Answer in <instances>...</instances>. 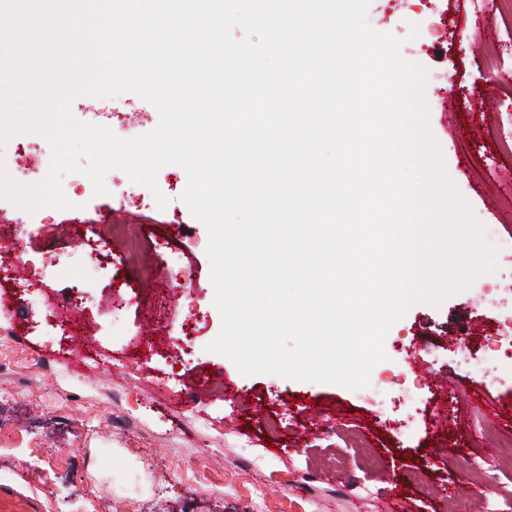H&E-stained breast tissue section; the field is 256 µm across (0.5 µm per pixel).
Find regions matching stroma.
Here are the masks:
<instances>
[{"mask_svg": "<svg viewBox=\"0 0 512 512\" xmlns=\"http://www.w3.org/2000/svg\"><path fill=\"white\" fill-rule=\"evenodd\" d=\"M367 22L402 38L427 71L429 127L446 172L497 249L496 267L440 305L417 303L384 341L368 387L242 375L209 352L221 316L206 254L208 232L182 201L185 170L167 165L158 208L145 186L113 170L123 195H94L69 174L72 206L43 207L0 226L33 280L28 300L0 288V484H22L45 512H512V359L492 372L460 359L461 342L486 350L512 322V10L502 0H370ZM417 37H410L411 27ZM121 108L130 137L153 130L156 108L133 93L80 95V122L108 125ZM94 222L96 251L80 243ZM123 225L158 232L141 266H123ZM126 283L115 284L114 270ZM82 304L79 327L44 310ZM458 387L445 398L439 377ZM484 385L502 421L487 424L471 393ZM335 465H328V458ZM497 467L494 489L471 465ZM425 469V487L412 479Z\"/></svg>", "mask_w": 512, "mask_h": 512, "instance_id": "stroma-1", "label": "stroma"}]
</instances>
